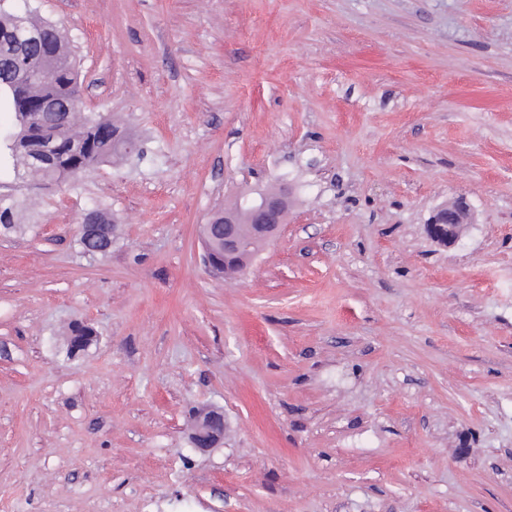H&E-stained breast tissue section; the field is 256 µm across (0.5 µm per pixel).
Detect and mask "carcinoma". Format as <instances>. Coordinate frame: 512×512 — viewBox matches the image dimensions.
<instances>
[{
	"instance_id": "cac0c4a2",
	"label": "carcinoma",
	"mask_w": 512,
	"mask_h": 512,
	"mask_svg": "<svg viewBox=\"0 0 512 512\" xmlns=\"http://www.w3.org/2000/svg\"><path fill=\"white\" fill-rule=\"evenodd\" d=\"M49 51L54 65L49 75L30 83L16 82V65L36 69L42 52ZM81 98V84L73 51L61 27L28 9L23 14L0 10V106L15 114L13 130L0 133V168H12L24 183H58L112 161L126 152L129 141L108 119L109 132L100 130V117L80 112L68 114L61 107ZM41 100V112H20V101ZM25 199L0 197V230L20 227L19 213Z\"/></svg>"
}]
</instances>
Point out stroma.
Instances as JSON below:
<instances>
[{"label": "stroma", "mask_w": 512, "mask_h": 512, "mask_svg": "<svg viewBox=\"0 0 512 512\" xmlns=\"http://www.w3.org/2000/svg\"><path fill=\"white\" fill-rule=\"evenodd\" d=\"M26 3L143 154L0 235L9 512H512V0ZM284 182L280 236L212 277L198 225ZM473 223L471 207L464 197H458L448 205L436 209L431 215L427 230L439 241L448 239V246L455 244L465 229ZM100 211V210H99ZM100 213L105 217V222L103 224L102 235L97 238V242L95 244L101 243L106 244L112 243V239H114V227L112 224V218H110L106 213L100 211ZM97 209H88L83 214V221L78 225L79 234H81L82 238L87 239L89 241L95 239L99 232V226L101 225V215ZM226 428L223 409H205L202 419L192 429L190 443L200 451L215 448L224 438Z\"/></svg>", "instance_id": "1"}]
</instances>
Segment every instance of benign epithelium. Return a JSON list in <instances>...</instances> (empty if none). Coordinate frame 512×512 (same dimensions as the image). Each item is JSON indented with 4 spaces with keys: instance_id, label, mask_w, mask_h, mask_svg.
Wrapping results in <instances>:
<instances>
[{
    "instance_id": "benign-epithelium-1",
    "label": "benign epithelium",
    "mask_w": 512,
    "mask_h": 512,
    "mask_svg": "<svg viewBox=\"0 0 512 512\" xmlns=\"http://www.w3.org/2000/svg\"><path fill=\"white\" fill-rule=\"evenodd\" d=\"M288 218V185L277 192L248 190L239 194L237 209L215 212L206 224L200 226L204 244V263L210 273L230 283L251 264L255 254L250 252L255 242L266 245L276 237ZM101 215L97 209H88L78 225L79 234L89 241L99 232ZM473 223L471 207L464 197H458L448 205L436 209L431 215L427 230L436 240L448 239L455 244L465 229ZM240 253L239 272L224 271L223 257L229 253ZM227 425L221 409L208 408L202 419L193 427L190 443L193 448L206 451L215 448L224 438Z\"/></svg>"
}]
</instances>
